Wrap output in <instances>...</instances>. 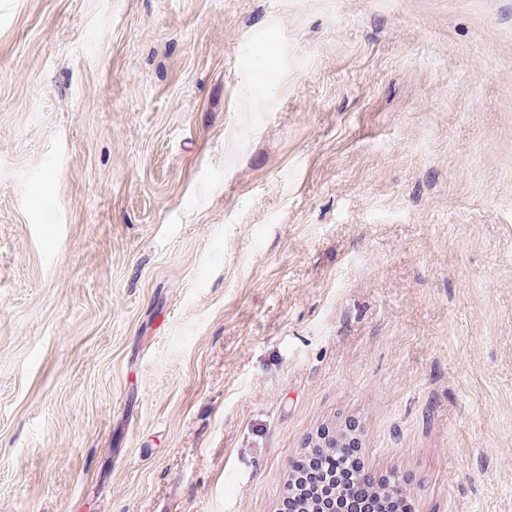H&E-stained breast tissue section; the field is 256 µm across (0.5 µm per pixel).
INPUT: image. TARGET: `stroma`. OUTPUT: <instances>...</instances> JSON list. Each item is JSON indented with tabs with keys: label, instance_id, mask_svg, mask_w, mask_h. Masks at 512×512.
Wrapping results in <instances>:
<instances>
[{
	"label": "stroma",
	"instance_id": "1",
	"mask_svg": "<svg viewBox=\"0 0 512 512\" xmlns=\"http://www.w3.org/2000/svg\"><path fill=\"white\" fill-rule=\"evenodd\" d=\"M352 417L512 512V0H0V512H277Z\"/></svg>",
	"mask_w": 512,
	"mask_h": 512
}]
</instances>
